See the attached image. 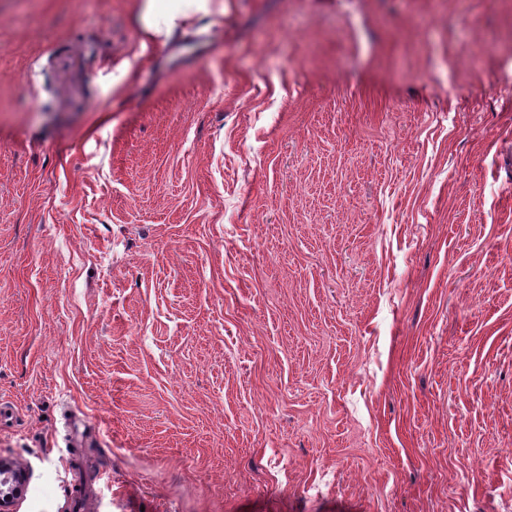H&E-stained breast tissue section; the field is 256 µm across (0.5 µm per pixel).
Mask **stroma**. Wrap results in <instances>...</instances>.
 <instances>
[{
	"label": "stroma",
	"instance_id": "obj_1",
	"mask_svg": "<svg viewBox=\"0 0 512 512\" xmlns=\"http://www.w3.org/2000/svg\"><path fill=\"white\" fill-rule=\"evenodd\" d=\"M144 40L0 0L15 512H512V0Z\"/></svg>",
	"mask_w": 512,
	"mask_h": 512
}]
</instances>
